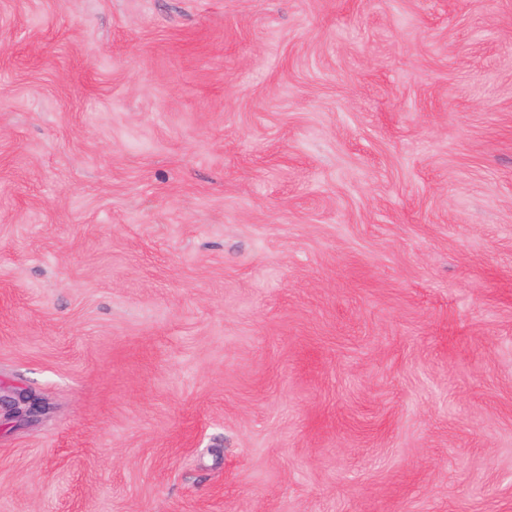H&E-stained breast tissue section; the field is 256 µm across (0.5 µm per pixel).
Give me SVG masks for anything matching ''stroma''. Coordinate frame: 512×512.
I'll return each mask as SVG.
<instances>
[{
    "mask_svg": "<svg viewBox=\"0 0 512 512\" xmlns=\"http://www.w3.org/2000/svg\"><path fill=\"white\" fill-rule=\"evenodd\" d=\"M0 512H512V0H0Z\"/></svg>",
    "mask_w": 512,
    "mask_h": 512,
    "instance_id": "stroma-1",
    "label": "stroma"
}]
</instances>
